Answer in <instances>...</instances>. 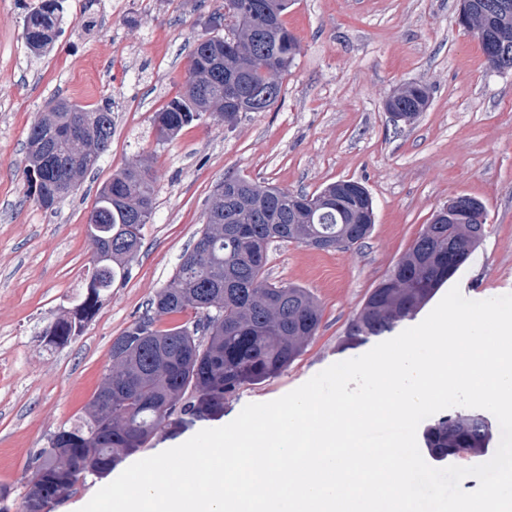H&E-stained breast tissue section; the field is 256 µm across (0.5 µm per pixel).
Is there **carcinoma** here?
Masks as SVG:
<instances>
[{"instance_id":"obj_1","label":"carcinoma","mask_w":512,"mask_h":512,"mask_svg":"<svg viewBox=\"0 0 512 512\" xmlns=\"http://www.w3.org/2000/svg\"><path fill=\"white\" fill-rule=\"evenodd\" d=\"M489 0H474L470 29L487 64L511 70L489 56L487 40L500 31L512 42V10L486 11ZM288 0H224V35L197 39L189 55L183 91L154 113L162 141L204 118L236 117L230 85L248 101L269 92L265 112L282 93L277 75L288 71L299 42L285 27ZM58 0H41L24 17L23 38L31 53L43 55L59 24ZM427 88L413 84L396 95L395 106L420 114ZM112 140V112H89L60 100L36 119L26 141L36 200L45 209L66 197L63 189L96 167ZM354 180H338L317 194L263 186L242 177L224 179L191 249L168 283L112 343V373L102 379L86 414L55 431L34 459L24 512L66 496L89 477L102 479L125 457L146 447L159 433L215 420L224 399L245 385L265 382L288 367L317 335L321 308L313 295L293 284L269 280L267 253L274 243L336 240L361 244L373 223L371 198L356 196ZM155 178L144 160L118 170L101 188L87 223L101 227L95 248L108 258L93 266L86 293L67 315L43 333L46 344L65 346L103 306L112 283L127 276L152 219ZM483 203L460 224L424 226L420 235L372 289L355 314L349 345L394 331L413 319L448 278L458 254L473 251L487 232ZM193 310L195 320L162 328L163 318ZM112 392V413L98 404ZM488 417L456 412L438 418L424 433L425 445L440 459L462 462L487 452Z\"/></svg>"}]
</instances>
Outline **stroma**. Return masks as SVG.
<instances>
[{"mask_svg":"<svg viewBox=\"0 0 512 512\" xmlns=\"http://www.w3.org/2000/svg\"><path fill=\"white\" fill-rule=\"evenodd\" d=\"M34 0H0V492L21 512L30 465L49 435L82 416L112 362L113 339L170 280L227 177L310 194L355 180L374 206L372 232L350 248L275 243L273 281L307 288L322 309L305 352L275 378L225 400L224 422L369 344L341 342L368 293L439 208L480 200L487 233L452 284L480 300L512 293V69L491 68L460 0H291L282 17L300 52L264 112L209 119L159 140L154 112L182 88L193 42L224 0H62L52 48L23 39ZM429 91L409 125L386 102L411 84ZM110 106L112 142L56 207L35 200L26 139L58 99ZM149 159L155 208L140 255L84 331L60 348L42 332L86 292L93 244L87 216L116 170Z\"/></svg>","mask_w":512,"mask_h":512,"instance_id":"stroma-1","label":"stroma"}]
</instances>
